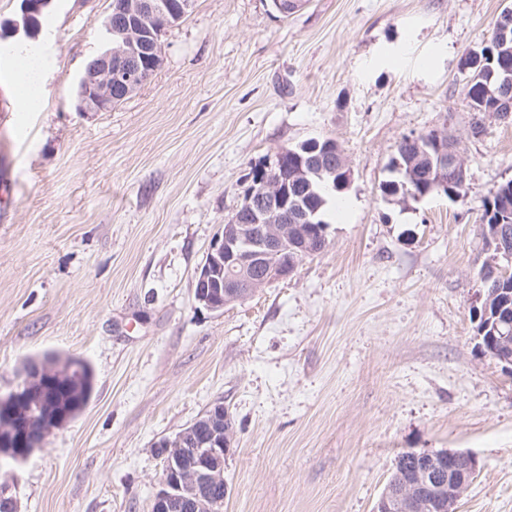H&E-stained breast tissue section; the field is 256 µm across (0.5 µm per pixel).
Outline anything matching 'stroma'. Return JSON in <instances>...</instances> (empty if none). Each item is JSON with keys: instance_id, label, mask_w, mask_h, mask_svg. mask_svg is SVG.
<instances>
[{"instance_id": "1", "label": "stroma", "mask_w": 512, "mask_h": 512, "mask_svg": "<svg viewBox=\"0 0 512 512\" xmlns=\"http://www.w3.org/2000/svg\"><path fill=\"white\" fill-rule=\"evenodd\" d=\"M112 0H52L47 93L19 111L0 40V394L26 359L84 360L87 407L22 463L17 512H151L153 444L214 403L231 415L224 512H373L397 455L471 453L457 512H512V376L478 346L484 204L512 178V122L484 120L461 57L512 0H195L151 80L76 109ZM453 141L465 192L383 197L402 137ZM336 139L353 176L329 247L212 312L198 268L255 164Z\"/></svg>"}]
</instances>
